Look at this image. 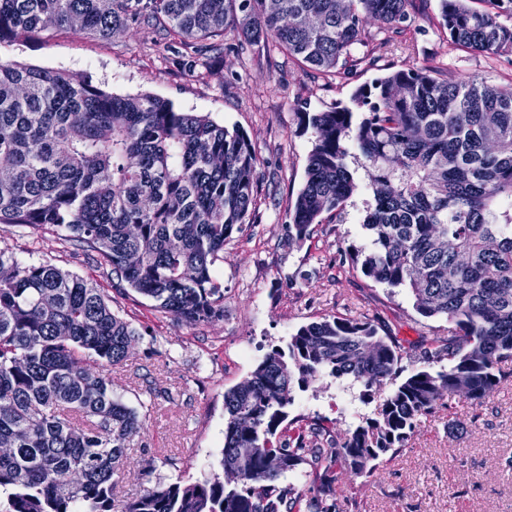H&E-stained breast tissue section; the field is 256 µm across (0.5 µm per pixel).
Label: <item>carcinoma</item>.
<instances>
[{
    "mask_svg": "<svg viewBox=\"0 0 512 512\" xmlns=\"http://www.w3.org/2000/svg\"><path fill=\"white\" fill-rule=\"evenodd\" d=\"M415 2L0 0V40L75 26L109 38L147 24L165 32L163 51L202 57L230 28L334 76L371 56L368 19L383 22L386 44ZM503 15L512 17V0H440L448 43L475 52H512ZM352 102L300 113L314 145L290 228L310 238L361 190L347 163L356 149L372 200L367 244L349 260L408 289L422 316L453 324L448 345L408 368L401 346L368 320L303 325L224 392L220 466L230 479L159 485L118 503L126 442L149 406L113 397L109 371L137 331L87 281L0 251V512H339L336 471L372 475L440 403H479L499 386L512 361V83L425 66L361 86ZM257 166L246 135L207 115L0 62V224L65 233L181 323L224 318L215 265L251 222ZM326 376L352 378L374 405L342 438L288 420L293 389ZM387 378L395 388L379 399L373 388ZM313 458L326 466L305 502L282 480Z\"/></svg>",
    "mask_w": 512,
    "mask_h": 512,
    "instance_id": "cac0c4a2",
    "label": "carcinoma"
}]
</instances>
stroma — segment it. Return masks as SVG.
I'll return each mask as SVG.
<instances>
[{
  "instance_id": "35a3bbf8",
  "label": "stroma",
  "mask_w": 512,
  "mask_h": 512,
  "mask_svg": "<svg viewBox=\"0 0 512 512\" xmlns=\"http://www.w3.org/2000/svg\"><path fill=\"white\" fill-rule=\"evenodd\" d=\"M439 19V0H421L406 31L377 48L370 63L331 78L246 44L234 31L201 68L189 54L161 53L163 33L147 25L106 40L75 28L0 41L1 62L62 71L119 96L150 94L177 111L238 128L258 160L252 220L215 266L224 317L212 323L176 324L60 233L0 224V251L87 280L138 332L127 360L112 370V393L132 406L152 400L153 408L144 433L127 445L119 498L219 471L225 391L244 381L272 347L286 346L302 325L329 316L365 318L417 359L445 343L446 318L422 317L406 289L373 282L346 258L347 249L366 243L361 223L368 191L349 199L340 217H325L310 239L291 240L289 229L313 145L300 113L350 104L358 87L429 64L461 77L512 81L511 53L448 48ZM152 383L158 396L146 391ZM360 392L351 380L325 377L295 391L288 415L325 417L343 433L374 412ZM335 490L344 512H512V377L482 404L460 396L439 406L372 476L338 474Z\"/></svg>"
}]
</instances>
